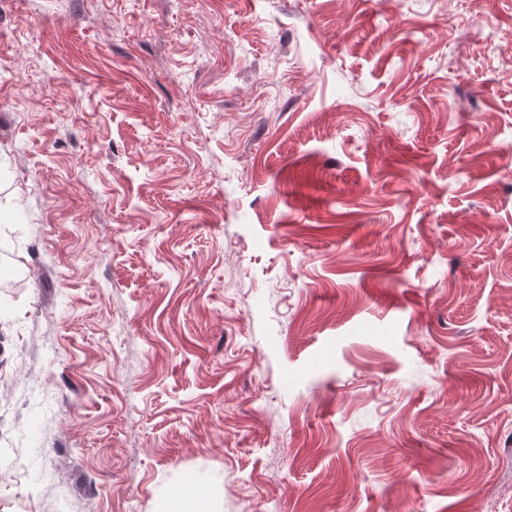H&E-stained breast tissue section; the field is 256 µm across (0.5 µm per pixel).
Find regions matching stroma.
<instances>
[{
	"mask_svg": "<svg viewBox=\"0 0 512 512\" xmlns=\"http://www.w3.org/2000/svg\"><path fill=\"white\" fill-rule=\"evenodd\" d=\"M512 512V0H0V512Z\"/></svg>",
	"mask_w": 512,
	"mask_h": 512,
	"instance_id": "1",
	"label": "stroma"
}]
</instances>
